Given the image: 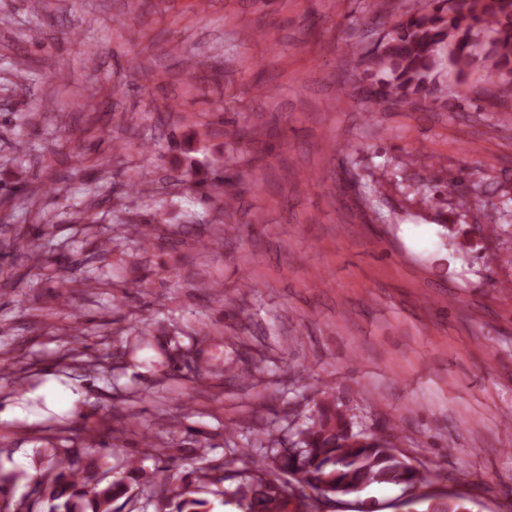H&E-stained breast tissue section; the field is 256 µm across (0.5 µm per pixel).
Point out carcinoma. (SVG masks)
I'll list each match as a JSON object with an SVG mask.
<instances>
[{"instance_id":"obj_1","label":"carcinoma","mask_w":512,"mask_h":512,"mask_svg":"<svg viewBox=\"0 0 512 512\" xmlns=\"http://www.w3.org/2000/svg\"><path fill=\"white\" fill-rule=\"evenodd\" d=\"M388 47L380 54H362L365 83L361 98L379 106L428 107L437 101L442 78L452 74L466 83L480 65L481 84L495 88L501 98L512 97V0H424L423 6L399 19L387 34ZM296 453L280 465L272 459L264 469L235 473L232 492L239 512H314L323 496L337 492L356 495L380 485L416 486L425 471L394 452L396 429L382 437L358 441V434L338 408L321 399L315 414L296 433ZM81 452L65 448L55 455L37 480V492L47 512H116L114 501L126 496L143 470L141 461L129 462L127 474L104 484L94 463L79 465ZM303 478L280 475L284 468ZM171 512H210L209 501L186 487L175 494ZM425 512H471L466 500L454 496L430 500Z\"/></svg>"}]
</instances>
